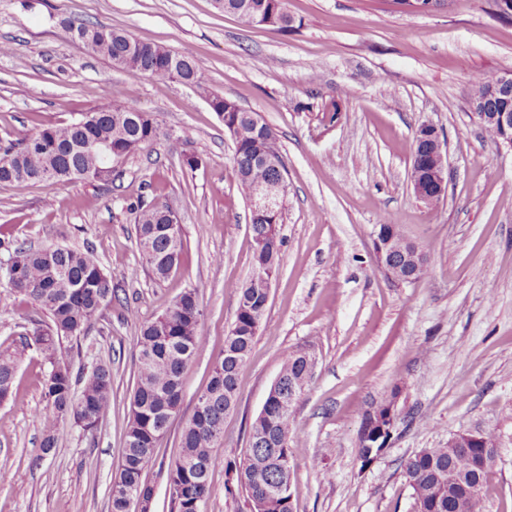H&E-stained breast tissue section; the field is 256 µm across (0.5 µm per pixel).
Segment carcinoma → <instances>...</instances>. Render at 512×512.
<instances>
[{
  "instance_id": "cac0c4a2",
  "label": "carcinoma",
  "mask_w": 512,
  "mask_h": 512,
  "mask_svg": "<svg viewBox=\"0 0 512 512\" xmlns=\"http://www.w3.org/2000/svg\"><path fill=\"white\" fill-rule=\"evenodd\" d=\"M215 8L236 16L248 28L269 20L283 31L294 28L286 0H213ZM70 36L93 55L101 56L134 77L177 79L201 86L194 53L189 48L168 50L146 43L110 25L63 20ZM212 110L233 135V169L236 186L245 199L257 190L286 177L284 160L278 167L262 155L278 151L276 133L256 113L236 101L211 95ZM86 116L65 124H47L16 144L0 148V186L26 187L42 182L64 186L75 181L112 179L114 164L153 145L162 131L149 112L118 104L99 105ZM134 215L136 243L153 279L161 281L180 265L184 243L179 225L164 215L158 198L142 195L125 201ZM282 215L251 214L253 250L251 265L274 278L281 261ZM376 237L390 241L394 265L407 255L422 256L418 277L428 274L430 260L423 247L403 235L397 225L380 221ZM7 253L5 272L15 292L45 310L49 322L33 324L26 341L34 345L47 364L43 381L46 412L42 415V452L51 451L67 433V426L94 433L112 408V371L98 365L82 376L75 392L70 367L59 356L64 339L79 340L92 320L112 303V277L94 251L62 246L32 247L0 238ZM237 295L234 323L224 351L212 365L206 389L197 397L192 415L180 436L181 455L170 466L167 481L172 512H204L210 495L213 449L224 433L226 411L238 400V373L245 362L268 304L258 288L230 285ZM203 311L197 289L184 290L154 320L143 323L136 336L137 377L130 397L124 449L109 494V512H133L134 500L150 501L154 487L144 472L155 456L159 441L181 409L183 374L205 343L201 331ZM312 366L300 351H290L284 362L280 394L301 392L312 377ZM16 360L0 355V403L12 395ZM294 405L274 401L266 415H257L248 431V454L237 469V486L245 490L250 512H294L292 468L285 463L297 452L292 431ZM414 502L425 512H483L484 489L490 471L472 467L465 448H421L400 464Z\"/></svg>"
}]
</instances>
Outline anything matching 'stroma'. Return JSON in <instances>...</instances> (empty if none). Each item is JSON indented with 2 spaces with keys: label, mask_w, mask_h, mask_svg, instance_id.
Wrapping results in <instances>:
<instances>
[{
  "label": "stroma",
  "mask_w": 512,
  "mask_h": 512,
  "mask_svg": "<svg viewBox=\"0 0 512 512\" xmlns=\"http://www.w3.org/2000/svg\"><path fill=\"white\" fill-rule=\"evenodd\" d=\"M293 30L247 28L212 0H0V146L112 101L152 113L164 135L117 168L113 183L0 187V237L37 247H92L116 297L85 338L61 345L73 371L112 370V408L95 435L68 430L42 453L46 367L24 342L48 315L0 275V353L19 360L0 404V512H109L136 381V334L197 289L206 345L183 376L181 412L144 476L151 512H170L167 471L182 427L224 349L251 271L250 211L234 145L205 98L256 112L277 135L288 197L281 266L266 316L239 371L238 406L213 451L206 512H250L229 463H243L248 426L288 352L317 365L295 405L294 512H412L399 463L456 433L498 437L484 512H512V148L495 143L471 104L477 73L512 71V18L493 0H442L408 12L390 0H286ZM98 21L171 50L192 47L201 86L134 78L89 54L61 26ZM337 101L336 115L324 112ZM434 124L448 152L445 199L429 208L409 188L415 130ZM202 162L183 166L185 155ZM154 193L184 241L179 270L151 279L124 201ZM386 218L426 249L430 274L388 279L373 239ZM394 399L384 452L359 457L362 415Z\"/></svg>",
  "instance_id": "stroma-1"
}]
</instances>
